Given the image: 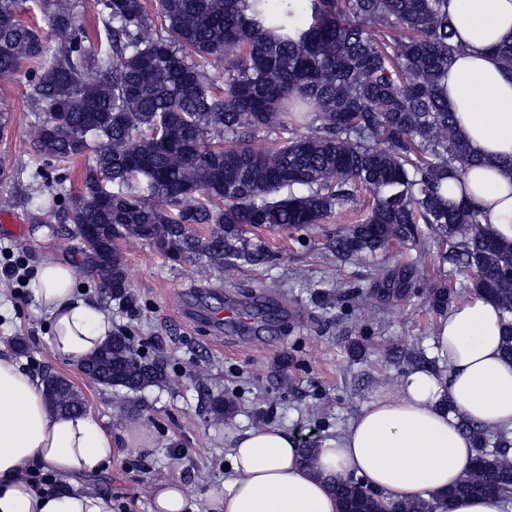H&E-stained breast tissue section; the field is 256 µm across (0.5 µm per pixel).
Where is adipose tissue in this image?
Segmentation results:
<instances>
[{
    "mask_svg": "<svg viewBox=\"0 0 512 512\" xmlns=\"http://www.w3.org/2000/svg\"><path fill=\"white\" fill-rule=\"evenodd\" d=\"M459 46L448 68V105L472 152L488 166L449 180L446 196L470 200L483 222L512 241V74L493 48L512 38V0H448ZM53 351L73 365L112 335V318L78 282L75 267L48 256L31 282ZM503 314L472 295L442 318L431 340L441 371L415 370L399 391L378 389L346 431L302 463L297 434L279 427L224 430L229 470L210 512H339L334 479L359 480L386 501H413L456 483L476 451L463 421L512 432V361L501 352ZM112 435L90 413L63 414L41 379L0 354V512H111L88 475L104 471Z\"/></svg>",
    "mask_w": 512,
    "mask_h": 512,
    "instance_id": "1",
    "label": "adipose tissue"
}]
</instances>
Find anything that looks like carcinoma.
Returning <instances> with one entry per match:
<instances>
[{"label":"carcinoma","instance_id":"1","mask_svg":"<svg viewBox=\"0 0 512 512\" xmlns=\"http://www.w3.org/2000/svg\"><path fill=\"white\" fill-rule=\"evenodd\" d=\"M448 0H95L107 47L91 52L75 0H38L57 38L0 0V78L22 68L35 112L32 150L45 164L84 157V193L49 199L55 231L80 236V270L101 298L131 302L117 241L144 240L172 259L213 266L266 264L250 230H300L372 194L363 217L327 239L340 258L413 241L441 228L455 266L504 315L502 351L512 360V242L481 223L471 201L444 186L486 160L470 150L448 107V63L458 46ZM310 18L299 25L295 17ZM106 76L89 81L87 73ZM274 134L280 145H252ZM208 227L200 234L198 226ZM107 386L141 391L166 380L124 330L85 363ZM49 402L79 412L61 377ZM476 464L441 496L391 504L395 512H449L459 497L499 489L512 506V439L464 425ZM341 512H377L364 486H334Z\"/></svg>","mask_w":512,"mask_h":512}]
</instances>
